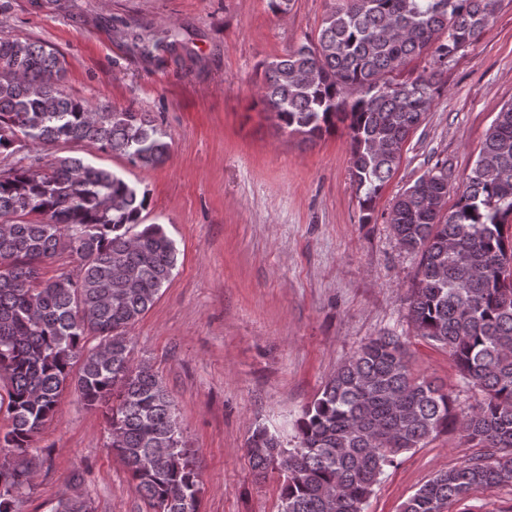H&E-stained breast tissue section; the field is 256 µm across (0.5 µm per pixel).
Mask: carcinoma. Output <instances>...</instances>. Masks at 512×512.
<instances>
[{
  "instance_id": "carcinoma-1",
  "label": "carcinoma",
  "mask_w": 512,
  "mask_h": 512,
  "mask_svg": "<svg viewBox=\"0 0 512 512\" xmlns=\"http://www.w3.org/2000/svg\"><path fill=\"white\" fill-rule=\"evenodd\" d=\"M502 0H336L314 37L263 64V111L312 141L347 123L350 178L361 222L397 171L448 66L488 29ZM429 67L398 75L414 57ZM53 48L0 37V512H18L32 488L37 434L60 395L74 389L101 412L111 447L154 512H200L201 474L175 405L152 367L132 356L130 330L177 263L163 225L145 223L148 192L60 143L98 144L133 166L170 153L149 112L92 104L64 92ZM448 164L435 165L398 196L387 223L420 256L408 289L419 334L448 349L463 382L484 393L466 414L417 377L401 337L370 339L342 362L297 421L286 449L264 427L249 439L251 466L265 476L290 454L280 512H362L385 467L450 428L487 452L440 471L403 512H444L474 489L512 484V102L497 112L451 210ZM76 277L42 279L61 251ZM52 512H94L82 497Z\"/></svg>"
}]
</instances>
